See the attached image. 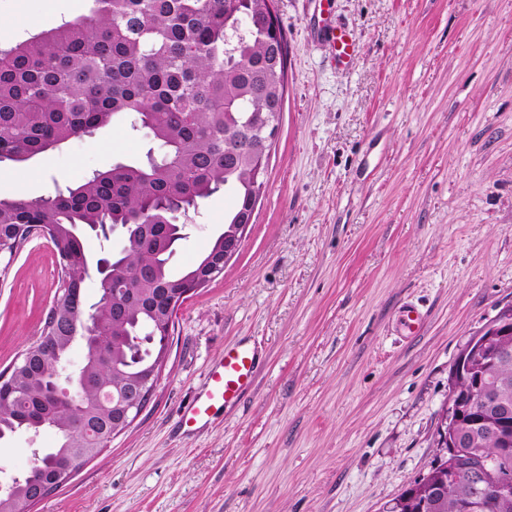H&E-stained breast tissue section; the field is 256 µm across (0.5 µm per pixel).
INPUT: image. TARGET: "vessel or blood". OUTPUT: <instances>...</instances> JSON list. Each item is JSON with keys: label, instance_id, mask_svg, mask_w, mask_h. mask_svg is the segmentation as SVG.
Here are the masks:
<instances>
[{"label": "vessel or blood", "instance_id": "1", "mask_svg": "<svg viewBox=\"0 0 512 512\" xmlns=\"http://www.w3.org/2000/svg\"><path fill=\"white\" fill-rule=\"evenodd\" d=\"M326 36L337 66L350 67L358 54V46L352 36L333 27L327 29ZM259 364V354L248 342L225 346L222 358L211 367L205 385L194 393L183 409L180 416L182 426L189 429L208 422L224 408L237 403L253 385Z\"/></svg>", "mask_w": 512, "mask_h": 512}]
</instances>
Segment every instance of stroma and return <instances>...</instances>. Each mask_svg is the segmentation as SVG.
I'll list each match as a JSON object with an SVG mask.
<instances>
[{
  "label": "stroma",
  "mask_w": 512,
  "mask_h": 512,
  "mask_svg": "<svg viewBox=\"0 0 512 512\" xmlns=\"http://www.w3.org/2000/svg\"><path fill=\"white\" fill-rule=\"evenodd\" d=\"M91 0H0V44ZM287 85L267 184L238 253L181 306L141 415L30 512H386L425 474L463 343L512 303V0H275ZM359 46L335 66L324 25ZM127 116L23 163L38 198L152 141ZM215 193L174 271L224 229ZM61 267L46 240L0 259V371L39 336ZM422 316L408 331L407 310ZM263 355L254 388L187 432L179 413L225 344ZM52 432L16 433L0 482Z\"/></svg>",
  "instance_id": "obj_1"
}]
</instances>
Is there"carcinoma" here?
I'll use <instances>...</instances> for the list:
<instances>
[{
	"instance_id": "cac0c4a2",
	"label": "carcinoma",
	"mask_w": 512,
	"mask_h": 512,
	"mask_svg": "<svg viewBox=\"0 0 512 512\" xmlns=\"http://www.w3.org/2000/svg\"><path fill=\"white\" fill-rule=\"evenodd\" d=\"M274 0H92L90 14L0 49V163H21L74 138L92 135L119 114H133L161 148L147 163H118L74 187L35 199L0 198V249L13 252L32 224L51 225L68 289L59 296L42 331L57 337L43 364L11 374L13 395L0 402V443L26 430H52L53 448L34 454L13 479L0 512L27 491L49 481L55 459L68 449L74 410L47 399L56 367L68 364L73 344L85 358L72 369L84 379L81 405L98 428L94 442H112V417L98 396L116 401L129 374L150 359L161 341L147 302L172 288L195 291L196 276L212 256L224 252L219 234L208 252L180 275L169 267L183 239L182 216L217 191L235 198L224 223L234 224L247 206L254 157L237 148L246 125L273 102L283 103L286 47L269 4ZM124 230L127 245L112 254V276L125 280L132 297L121 318L101 288L88 303L90 276L85 233L103 226ZM78 295L81 312L67 301ZM500 400L512 404V354L495 369ZM476 455L494 456L490 433L476 439ZM472 494L468 478L450 484L438 505L409 503L405 494L388 512H457Z\"/></svg>"
}]
</instances>
